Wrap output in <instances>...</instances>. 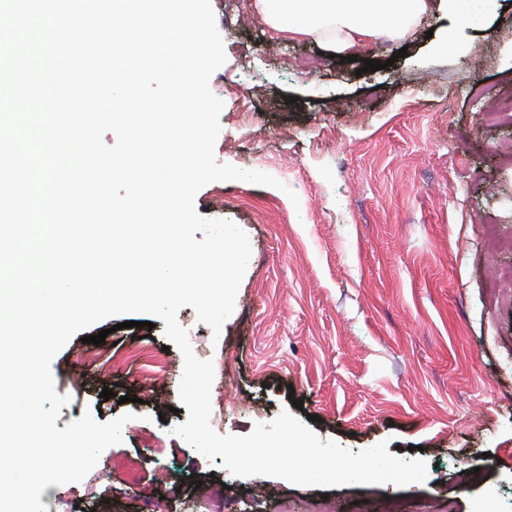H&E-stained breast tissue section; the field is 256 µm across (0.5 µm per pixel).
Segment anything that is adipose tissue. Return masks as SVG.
Listing matches in <instances>:
<instances>
[{"mask_svg":"<svg viewBox=\"0 0 512 512\" xmlns=\"http://www.w3.org/2000/svg\"><path fill=\"white\" fill-rule=\"evenodd\" d=\"M255 8L279 33L345 50L402 35L427 4L426 0H255Z\"/></svg>","mask_w":512,"mask_h":512,"instance_id":"ef3b65f1","label":"adipose tissue"}]
</instances>
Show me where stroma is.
Segmentation results:
<instances>
[{"label":"stroma","instance_id":"obj_1","mask_svg":"<svg viewBox=\"0 0 512 512\" xmlns=\"http://www.w3.org/2000/svg\"><path fill=\"white\" fill-rule=\"evenodd\" d=\"M242 0H211L226 63L210 79L223 101L218 162L258 170L279 187L216 181L200 216L228 219L251 258L220 336L192 307L177 320L195 355L212 360L211 425L249 434L301 400L321 440L427 462L424 484L302 487L234 478L238 512H305L324 497L335 512H473L488 486L512 512V118L487 111L512 99V0H494L483 25L456 28L447 0L400 37L375 42L358 73L325 43L272 29ZM454 27V26H453ZM104 343L73 336L52 362L68 396L57 428L93 413H135L81 480L45 488L48 512H204L225 481L174 429L185 423L184 360L166 344L118 329ZM115 398L103 399V387ZM474 479H466L467 470Z\"/></svg>","mask_w":512,"mask_h":512}]
</instances>
